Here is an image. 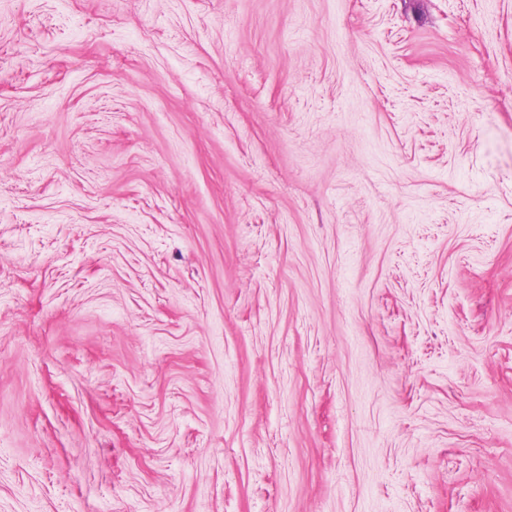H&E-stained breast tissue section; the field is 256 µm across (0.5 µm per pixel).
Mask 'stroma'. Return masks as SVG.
I'll use <instances>...</instances> for the list:
<instances>
[{
  "label": "stroma",
  "mask_w": 512,
  "mask_h": 512,
  "mask_svg": "<svg viewBox=\"0 0 512 512\" xmlns=\"http://www.w3.org/2000/svg\"><path fill=\"white\" fill-rule=\"evenodd\" d=\"M0 512H512V0H0Z\"/></svg>",
  "instance_id": "1"
}]
</instances>
